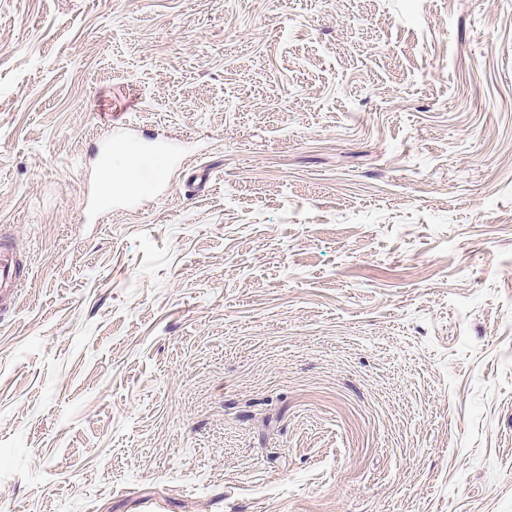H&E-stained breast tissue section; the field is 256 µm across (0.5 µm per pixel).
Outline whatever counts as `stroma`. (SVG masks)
<instances>
[{"mask_svg": "<svg viewBox=\"0 0 512 512\" xmlns=\"http://www.w3.org/2000/svg\"><path fill=\"white\" fill-rule=\"evenodd\" d=\"M0 229V512H512V0H0ZM24 283L25 278L11 243L0 236V309L13 304Z\"/></svg>", "mask_w": 512, "mask_h": 512, "instance_id": "35a3bbf8", "label": "stroma"}]
</instances>
